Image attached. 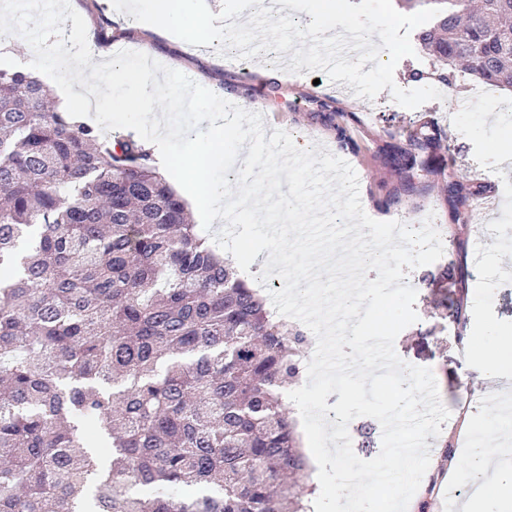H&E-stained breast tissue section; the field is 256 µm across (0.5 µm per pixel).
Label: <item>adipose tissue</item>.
Wrapping results in <instances>:
<instances>
[{
	"mask_svg": "<svg viewBox=\"0 0 512 512\" xmlns=\"http://www.w3.org/2000/svg\"><path fill=\"white\" fill-rule=\"evenodd\" d=\"M117 83L102 87L90 83L88 90L72 91L62 104L70 110L95 120L111 113L113 121L136 120L149 126L147 147L167 152L171 142L185 137L187 130L166 113H133L128 91L152 98L160 96L165 86L142 63L119 60L115 63ZM482 376L490 382L512 377V336L492 334L491 344L483 354ZM470 447L467 461L482 480L478 490L465 502L464 512H512V430L503 426L502 413L492 414L484 422L469 427Z\"/></svg>",
	"mask_w": 512,
	"mask_h": 512,
	"instance_id": "adipose-tissue-1",
	"label": "adipose tissue"
}]
</instances>
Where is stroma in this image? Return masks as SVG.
Here are the masks:
<instances>
[{"label":"stroma","instance_id":"stroma-1","mask_svg":"<svg viewBox=\"0 0 512 512\" xmlns=\"http://www.w3.org/2000/svg\"><path fill=\"white\" fill-rule=\"evenodd\" d=\"M70 3L86 22L88 40L100 41L101 60L121 50L147 49L157 62L177 67L193 81L223 85L227 99L243 105L261 99L268 112L280 115L290 133L324 146L339 158L359 161L363 173L360 199L373 219H398L418 226L430 216L469 246L479 238L483 225L509 230L508 239L495 240L480 270L473 273L468 288V330L478 335L493 328L512 335V281L501 280L494 272L504 251L512 247V174L504 173L490 145L493 137L512 136V126L495 123L491 107L484 105L459 112L456 125L446 121L449 103L468 100L476 87L474 81L458 77L456 89L446 91L443 99L407 109L396 104L386 90L368 100L333 86L325 77L266 72L268 55L264 52L245 67L218 54L208 55L204 47L173 42L131 23L129 17L113 13L109 0ZM333 112L347 113L350 146L337 140L327 120ZM420 133L437 142L445 168L415 172L413 180L423 186V193L408 203L384 208L383 202L398 186L399 177L381 164L379 156L388 145L404 143L407 136ZM458 180L486 186L488 212H477L469 202L454 204L449 187ZM459 261L457 248L448 245L435 263L408 270L406 278L417 291L414 309L418 320L402 330L394 344L403 361L432 370L441 401L450 413L447 428L433 440L431 470L412 498L416 505L428 502V512H462L443 502L442 491L432 486V472L447 467L440 453L445 443L464 448L468 439L465 423H481L496 411L493 402L482 396L487 383L480 377V357L474 351L458 349L454 342L458 328L449 305L459 294L452 275Z\"/></svg>","mask_w":512,"mask_h":512}]
</instances>
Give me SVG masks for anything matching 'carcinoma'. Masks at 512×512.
I'll return each mask as SVG.
<instances>
[{
  "label": "carcinoma",
  "mask_w": 512,
  "mask_h": 512,
  "mask_svg": "<svg viewBox=\"0 0 512 512\" xmlns=\"http://www.w3.org/2000/svg\"><path fill=\"white\" fill-rule=\"evenodd\" d=\"M441 66L512 87V0H407ZM436 144L383 157L401 191ZM309 336L199 235L130 135L0 68V512H309L282 390ZM112 449L109 459L100 449Z\"/></svg>",
  "instance_id": "cac0c4a2"
}]
</instances>
